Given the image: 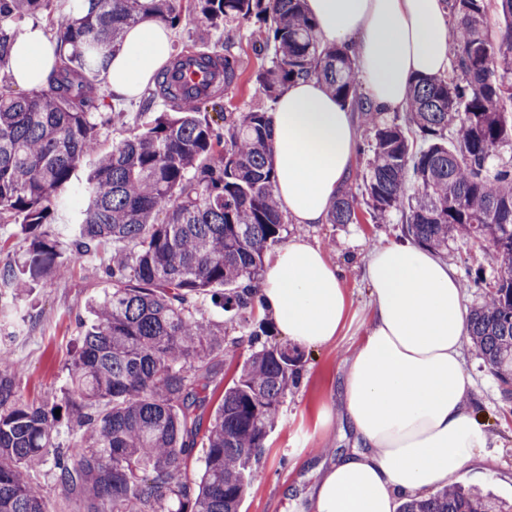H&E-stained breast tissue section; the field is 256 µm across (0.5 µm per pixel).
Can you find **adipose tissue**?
I'll return each instance as SVG.
<instances>
[{
    "instance_id": "ef3b65f1",
    "label": "adipose tissue",
    "mask_w": 512,
    "mask_h": 512,
    "mask_svg": "<svg viewBox=\"0 0 512 512\" xmlns=\"http://www.w3.org/2000/svg\"><path fill=\"white\" fill-rule=\"evenodd\" d=\"M322 43L349 44L375 109L405 110L413 82L450 68L445 0H304ZM172 55L170 28L147 21L126 29L104 72L115 96L138 95ZM54 57L41 26L26 25L11 50L18 88L43 87ZM274 192L292 223H326L352 173L359 142L354 113L321 82L283 88L269 114ZM370 288L365 336L340 395L354 447L320 469L310 512H395L398 499L425 496L485 447L470 403L462 348L468 312L450 265L418 245L390 240L362 265ZM257 307L299 347L339 335L349 301L339 267L307 239L269 253Z\"/></svg>"
}]
</instances>
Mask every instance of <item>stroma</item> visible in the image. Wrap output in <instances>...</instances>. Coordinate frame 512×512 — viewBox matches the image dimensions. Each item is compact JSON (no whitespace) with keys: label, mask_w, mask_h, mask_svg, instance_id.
<instances>
[{"label":"stroma","mask_w":512,"mask_h":512,"mask_svg":"<svg viewBox=\"0 0 512 512\" xmlns=\"http://www.w3.org/2000/svg\"><path fill=\"white\" fill-rule=\"evenodd\" d=\"M172 35L177 53L203 43L215 47L232 40V51L243 74L233 99L226 104L227 111L271 110L272 98L255 81L256 71L269 60L254 52L251 29L233 24L224 30L213 28L190 11L173 27ZM100 93L106 111L126 116L125 122L106 128L105 137L110 141L135 131L144 121L145 111L167 108L163 101H149L144 92L118 99L104 84ZM288 234L317 243L343 269L350 314L336 340L305 350L300 382L282 406L279 424L262 454L259 476L245 496L241 512H304L318 465L353 447V434L341 414L338 386L369 320V290L360 259L386 240L401 237L402 226L396 216L374 224L365 214L357 224H292ZM111 254V245H104L96 255L73 264L61 278L31 289L17 310L9 317H0V363L23 365L19 387L24 399L51 404L61 400L68 350L92 320L90 302L111 286L104 274ZM445 259L455 270L467 266L485 280L494 277L489 254L478 244L463 239L450 242ZM463 358L474 382L473 405L488 444L475 450L468 467L455 474L452 482L487 490L512 502V400L504 398L498 380L477 356L472 342H465Z\"/></svg>","instance_id":"35a3bbf8"}]
</instances>
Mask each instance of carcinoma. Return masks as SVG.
I'll use <instances>...</instances> for the list:
<instances>
[{"label": "carcinoma", "mask_w": 512, "mask_h": 512, "mask_svg": "<svg viewBox=\"0 0 512 512\" xmlns=\"http://www.w3.org/2000/svg\"><path fill=\"white\" fill-rule=\"evenodd\" d=\"M186 1L214 27L258 23L257 46L271 64L255 78L268 95L315 77L361 114L371 136L362 191L371 220L398 211L417 245L443 253L460 238L489 251L498 274L469 312V336L512 399V0H449L453 76L416 81L400 120L367 105L350 48L322 45L302 0H82L55 24L60 47L72 50L59 54L48 88L0 92V222L14 220L26 242L17 262L0 267L11 285L0 312L70 268L48 228L89 156L72 253L80 259L111 241L121 249L105 268L112 288L92 303L95 320L66 365L63 402L25 401L15 375L0 370V512H53L28 481L45 464L64 490L88 495V512H239L301 374L300 348L269 341L256 313L264 256L288 227L275 200L268 113L224 111L239 78L230 42L216 62L200 63L222 68L224 81L179 95L170 77L184 54L175 55L154 76V95L174 109L103 143L112 117L99 119L96 78L106 58L128 26L178 25ZM492 3L505 23L497 38L485 30ZM49 6L0 0L1 66L23 21ZM412 127L426 142L418 152L405 135ZM357 205L344 191L330 223H359ZM208 295L239 335L203 316ZM245 343L249 355L206 424L215 369ZM65 424L79 431L74 455L59 442ZM199 443L204 470L191 483ZM397 512H512V504L452 487L406 499Z\"/></svg>", "instance_id": "carcinoma-1"}]
</instances>
